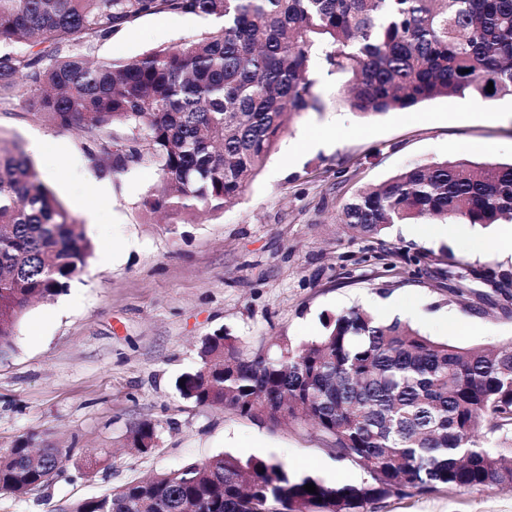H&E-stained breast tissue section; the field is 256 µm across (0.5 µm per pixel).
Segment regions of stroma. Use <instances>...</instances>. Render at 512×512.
<instances>
[{
  "label": "stroma",
  "instance_id": "1",
  "mask_svg": "<svg viewBox=\"0 0 512 512\" xmlns=\"http://www.w3.org/2000/svg\"><path fill=\"white\" fill-rule=\"evenodd\" d=\"M218 20L151 15L98 43L102 60H132L216 29ZM319 112L294 117L275 152L223 212L183 222L147 213L161 177L148 162L103 177L84 139L21 106L0 111V136L18 141L42 180L94 245L65 291L34 303L0 357V452L24 444L63 451L59 476L0 512H64L142 476L230 453L285 463L332 484L369 475L337 459L331 439L305 425L270 427L180 396L176 381L199 365L203 339L222 329L254 347L279 334L320 336L326 318L405 302L402 320L460 347L512 342V224L461 227L435 240L393 225L363 238L340 222L358 191L409 167L440 161L512 163V98L437 99L363 116L343 80L315 69ZM493 240L483 252L473 236ZM465 284L466 299L451 289ZM157 424L148 453L128 447ZM96 461L95 470L84 467ZM369 512H512V488L444 486L394 495Z\"/></svg>",
  "mask_w": 512,
  "mask_h": 512
}]
</instances>
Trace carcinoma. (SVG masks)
<instances>
[{
  "instance_id": "1",
  "label": "carcinoma",
  "mask_w": 512,
  "mask_h": 512,
  "mask_svg": "<svg viewBox=\"0 0 512 512\" xmlns=\"http://www.w3.org/2000/svg\"><path fill=\"white\" fill-rule=\"evenodd\" d=\"M157 14L223 24L136 60L94 58L99 41ZM2 42L25 49L0 50V109L25 85V111L79 130L99 175L147 159L164 190L144 207L186 217L233 203L291 118L322 109L310 78L318 52L328 73L349 78L350 106L362 114L512 96V0H0ZM342 214L371 237L419 219L486 228L512 220V164L418 165L357 192ZM92 253L24 149L0 141V355L30 304L63 291ZM323 327L311 341L281 334L251 349L219 329L177 390L259 423L302 416L371 481L334 485L224 453L66 512H365L441 485L512 488L511 344L462 348L360 309ZM156 439L142 423L131 448L146 453ZM60 453H1L0 493L49 484Z\"/></svg>"
}]
</instances>
